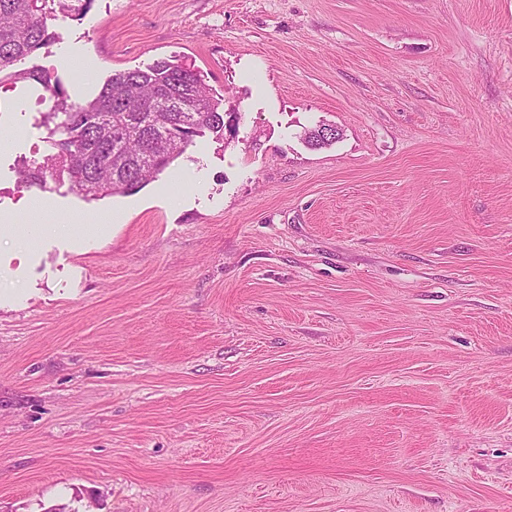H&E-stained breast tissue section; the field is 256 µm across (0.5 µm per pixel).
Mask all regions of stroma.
<instances>
[{
  "mask_svg": "<svg viewBox=\"0 0 512 512\" xmlns=\"http://www.w3.org/2000/svg\"><path fill=\"white\" fill-rule=\"evenodd\" d=\"M49 26L71 99L168 58L241 117L90 199L22 182L43 88L0 80V512H512V0Z\"/></svg>",
  "mask_w": 512,
  "mask_h": 512,
  "instance_id": "obj_1",
  "label": "stroma"
}]
</instances>
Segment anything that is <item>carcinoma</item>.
<instances>
[{
  "mask_svg": "<svg viewBox=\"0 0 512 512\" xmlns=\"http://www.w3.org/2000/svg\"><path fill=\"white\" fill-rule=\"evenodd\" d=\"M92 0H0V75L41 81L57 98L51 129L55 153L23 182L44 185L62 169L72 187L88 197L127 194L157 177L208 130L224 137V99L191 69L170 59L146 70L116 71L89 101L76 102L51 84L50 76L17 65L48 48L57 35L48 30L54 8L66 15L85 12Z\"/></svg>",
  "mask_w": 512,
  "mask_h": 512,
  "instance_id": "carcinoma-1",
  "label": "carcinoma"
}]
</instances>
